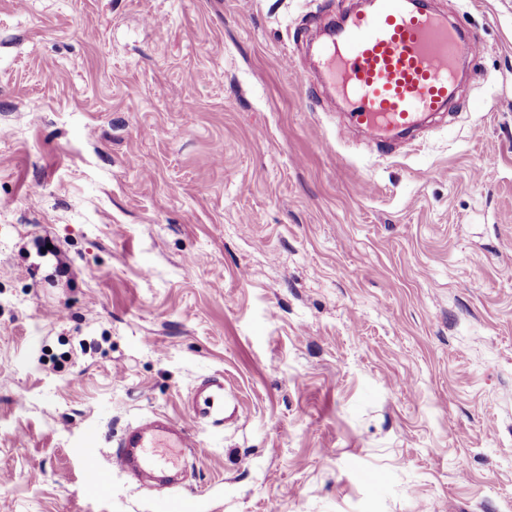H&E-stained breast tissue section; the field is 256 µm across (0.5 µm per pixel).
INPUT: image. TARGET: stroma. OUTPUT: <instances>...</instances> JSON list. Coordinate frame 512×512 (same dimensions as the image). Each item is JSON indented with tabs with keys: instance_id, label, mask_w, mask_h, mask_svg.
I'll return each instance as SVG.
<instances>
[{
	"instance_id": "35a3bbf8",
	"label": "stroma",
	"mask_w": 512,
	"mask_h": 512,
	"mask_svg": "<svg viewBox=\"0 0 512 512\" xmlns=\"http://www.w3.org/2000/svg\"><path fill=\"white\" fill-rule=\"evenodd\" d=\"M349 3L0 0V512H166L93 470L157 413L191 512H512V0H433L486 50L392 153L311 78ZM196 392L204 405L205 414L214 417V423H222L224 421V384L217 379L205 380Z\"/></svg>"
}]
</instances>
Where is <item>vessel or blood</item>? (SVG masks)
I'll list each match as a JSON object with an SVG mask.
<instances>
[{"label": "vessel or blood", "mask_w": 512, "mask_h": 512, "mask_svg": "<svg viewBox=\"0 0 512 512\" xmlns=\"http://www.w3.org/2000/svg\"><path fill=\"white\" fill-rule=\"evenodd\" d=\"M484 51L483 41L450 22L432 4L374 0L326 29L320 45L321 84L341 97L351 121L392 143L424 116L446 111L460 67ZM197 395L206 415L224 414V385L203 381ZM203 453L178 419L157 415L129 425L113 442L107 470L170 487L171 512H187L186 450Z\"/></svg>", "instance_id": "obj_1"}]
</instances>
